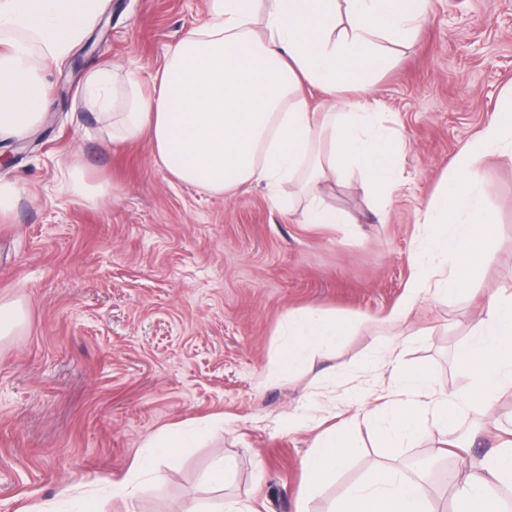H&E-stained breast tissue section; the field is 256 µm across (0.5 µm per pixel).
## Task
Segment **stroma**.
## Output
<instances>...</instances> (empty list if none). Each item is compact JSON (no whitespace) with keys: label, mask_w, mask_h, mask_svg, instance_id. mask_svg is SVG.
Instances as JSON below:
<instances>
[{"label":"stroma","mask_w":512,"mask_h":512,"mask_svg":"<svg viewBox=\"0 0 512 512\" xmlns=\"http://www.w3.org/2000/svg\"><path fill=\"white\" fill-rule=\"evenodd\" d=\"M209 18L208 0H107L71 56L47 75L49 119L18 153L0 140V179L19 201L0 220V300L18 302L21 326L0 338V512L33 503L72 512L98 500L103 512H295L309 433L288 413L317 422L319 407L359 399L372 408L387 392V368L372 363L416 274L411 254L423 212L458 148L474 139L512 87V0H430L426 23L375 78L387 126L405 143L402 187L385 217L358 176L328 189L346 224H307L301 208L262 185L233 197L174 180L148 141L113 145L111 129L81 90L106 66L116 86L129 73L149 83L171 49ZM80 163L89 181L111 186L97 203L70 189ZM496 217L490 268L475 290L430 298L410 318L406 366L428 367L436 391L465 390L458 354L487 299L512 284V157L480 166ZM318 307L347 321L332 352L279 372L289 312ZM224 415L217 431L129 500L110 499L106 478L129 474L145 439L180 423ZM512 427V397L492 417L468 411L448 436ZM310 512H325L378 460L373 434ZM231 472L206 482L216 456Z\"/></svg>","instance_id":"stroma-1"}]
</instances>
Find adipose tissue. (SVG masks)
Here are the masks:
<instances>
[{"label": "adipose tissue", "instance_id": "adipose-tissue-1", "mask_svg": "<svg viewBox=\"0 0 512 512\" xmlns=\"http://www.w3.org/2000/svg\"><path fill=\"white\" fill-rule=\"evenodd\" d=\"M102 6L103 0H0V138H25L42 121L50 103L42 68L70 55ZM428 12L429 0H209L208 21L172 47L151 91L133 75L115 93L100 67L87 75L83 92L110 112L113 143L148 140L156 163L177 181L228 197L248 184L292 200L302 193L305 223L344 224L347 216L324 201L329 184L358 173L380 214L398 186L403 147L381 120L371 77L412 41ZM315 90L324 98L320 112L308 100ZM494 152L512 155V88L478 138L459 149L427 208L414 251L418 273L388 324L406 325L423 298L469 290L492 263L487 241L495 217L477 169ZM347 333L344 322L322 311L289 313L285 367L336 348ZM406 341L391 337L381 353L394 384L390 398L314 433L295 512H306L307 500L321 496L344 467L360 426L371 427L390 454L428 429L447 431L464 411L491 414L512 394V286L491 296L470 326L458 355L470 374L466 390L433 393L429 368L400 364L397 350ZM208 435L203 424L152 435L132 465L135 475L156 474L159 461ZM491 439L478 471L455 486L458 512H498L493 488L512 486V429ZM134 477L112 480L113 496L135 497ZM432 499L423 478L378 463L328 512H433Z\"/></svg>", "mask_w": 512, "mask_h": 512}]
</instances>
